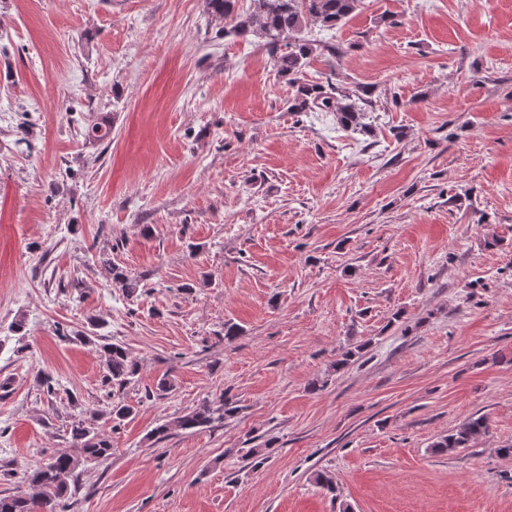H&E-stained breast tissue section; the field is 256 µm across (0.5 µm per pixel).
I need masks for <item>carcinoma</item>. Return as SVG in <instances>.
<instances>
[{
  "label": "carcinoma",
  "mask_w": 512,
  "mask_h": 512,
  "mask_svg": "<svg viewBox=\"0 0 512 512\" xmlns=\"http://www.w3.org/2000/svg\"><path fill=\"white\" fill-rule=\"evenodd\" d=\"M237 2L205 0L208 14L224 21V34L257 36L265 41L278 74L290 77V83L297 85L295 95L288 101V111L298 114L313 110L334 112L343 127L356 133L370 130L367 113L357 105L360 94L341 90L329 77L324 84L301 83L297 78L313 53V44L302 36L303 30L310 24L333 28L346 22L361 0H253L254 7L248 13L240 12ZM100 349L104 353L105 383L114 388L108 393L111 398L108 414L118 426L133 415V407L124 403L118 391L137 376L138 365L119 343L105 342ZM237 411L236 402L229 397L223 398L218 411L204 402L175 420L155 427L151 434L163 440L173 428L184 431L212 428ZM487 429V417L473 415L448 435L440 437L431 448L436 453H454L469 447ZM70 435L78 452L54 454L39 467L25 470L21 483L37 493L31 495L16 488L14 494L0 497V512H60L62 500L72 497L68 478L75 477L77 469L83 465L112 456V440L103 431L75 421L71 424Z\"/></svg>",
  "instance_id": "carcinoma-1"
}]
</instances>
